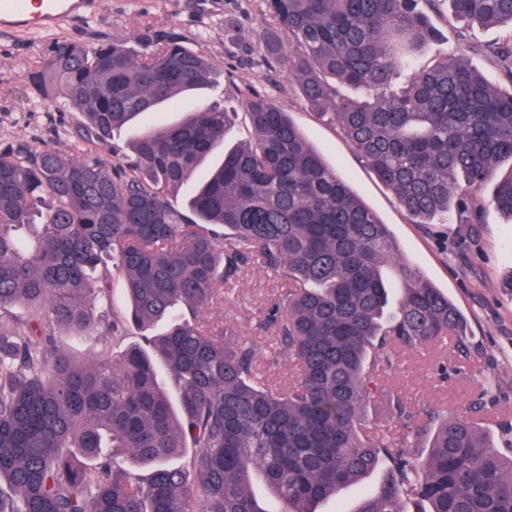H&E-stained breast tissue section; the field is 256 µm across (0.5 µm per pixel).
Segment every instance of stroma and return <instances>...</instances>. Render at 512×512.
<instances>
[{"mask_svg":"<svg viewBox=\"0 0 512 512\" xmlns=\"http://www.w3.org/2000/svg\"><path fill=\"white\" fill-rule=\"evenodd\" d=\"M430 20L439 37L418 54L415 68L462 52L492 82H500L499 70L477 47L501 39L502 29L449 24L444 8ZM268 21L265 0H86L78 16L47 30L0 28V148L50 146L73 154L80 147V114L45 107L23 78L24 69L46 57L55 40L93 45L115 38L139 45L168 35L182 38L211 61L219 77L180 107L152 114V121L175 122L200 102L224 105L236 115L224 139L230 148L251 137L243 105L250 92L269 96L288 112L310 145L387 224L400 253L467 320L463 347L450 341L443 347L393 351L386 381L416 408L465 413L497 447H504L502 430L512 425V291L504 287L512 276V221L492 210L483 224H461L453 217L444 224L414 223L339 129L305 105L291 73L284 70L276 80L268 79L259 52ZM287 283V271L274 274L250 265L237 287L225 291L221 308L211 313L213 319L234 322L241 335L257 341L259 360L279 387L293 378L295 361L273 341L265 313Z\"/></svg>","mask_w":512,"mask_h":512,"instance_id":"obj_1","label":"stroma"}]
</instances>
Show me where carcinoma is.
<instances>
[{"label":"carcinoma","instance_id":"cac0c4a2","mask_svg":"<svg viewBox=\"0 0 512 512\" xmlns=\"http://www.w3.org/2000/svg\"><path fill=\"white\" fill-rule=\"evenodd\" d=\"M266 2L268 71L288 66L308 107L417 223L451 212L484 223L490 183L512 219V170L497 175L512 163V0H446L454 22L507 27L479 51L509 89L463 54L412 70L436 40L420 4L440 0ZM213 74L174 37L140 51L58 42L24 72L43 103L82 115L78 136L92 147L0 149V512H270L253 494L257 475L277 512H316L382 465L354 512H512V456L462 414L411 407L383 377L386 345H460L464 316L400 260L387 225L273 99L246 98L253 137L224 153L190 217L169 193L224 142L230 113L200 106L144 129L132 154L102 157L115 130ZM254 260L288 269L267 326L299 374L280 389L255 343L207 316ZM64 333L110 337L120 351L77 357ZM378 399L397 433L363 423Z\"/></svg>","mask_w":512,"mask_h":512}]
</instances>
